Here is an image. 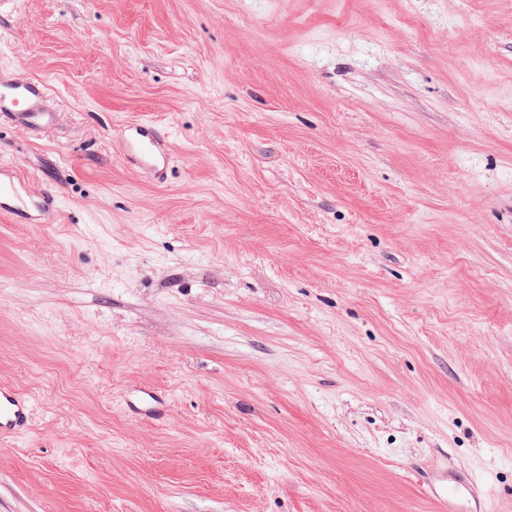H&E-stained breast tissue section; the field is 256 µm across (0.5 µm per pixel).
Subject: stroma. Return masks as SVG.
<instances>
[{
	"label": "stroma",
	"mask_w": 512,
	"mask_h": 512,
	"mask_svg": "<svg viewBox=\"0 0 512 512\" xmlns=\"http://www.w3.org/2000/svg\"><path fill=\"white\" fill-rule=\"evenodd\" d=\"M2 71L0 512H512V0H0ZM49 96L48 84L40 78L14 73L0 76V125L9 123L16 129L37 131L53 125L55 113L44 103ZM126 147V158L138 166H145L158 175L170 163V153L156 126L149 122L126 125L120 131ZM22 185L16 167L11 163H0V213L13 221L26 224L30 220L43 223L45 218L59 208V199L42 191L19 193ZM33 411L32 400L16 390L0 388V437L23 432Z\"/></svg>",
	"instance_id": "35a3bbf8"
}]
</instances>
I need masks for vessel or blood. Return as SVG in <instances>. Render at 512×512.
Returning <instances> with one entry per match:
<instances>
[{
	"instance_id": "obj_1",
	"label": "vessel or blood",
	"mask_w": 512,
	"mask_h": 512,
	"mask_svg": "<svg viewBox=\"0 0 512 512\" xmlns=\"http://www.w3.org/2000/svg\"><path fill=\"white\" fill-rule=\"evenodd\" d=\"M49 96L48 84L40 78L23 74L0 76V123L16 129L37 131L53 125L55 115L44 103ZM120 137L126 158L138 166L162 173L170 163V153L154 124L140 122L124 126ZM21 177L13 164L0 163V213L17 223L44 222L56 212V196L39 191L20 193ZM33 411L32 400L9 387L0 388V437L23 432Z\"/></svg>"
}]
</instances>
